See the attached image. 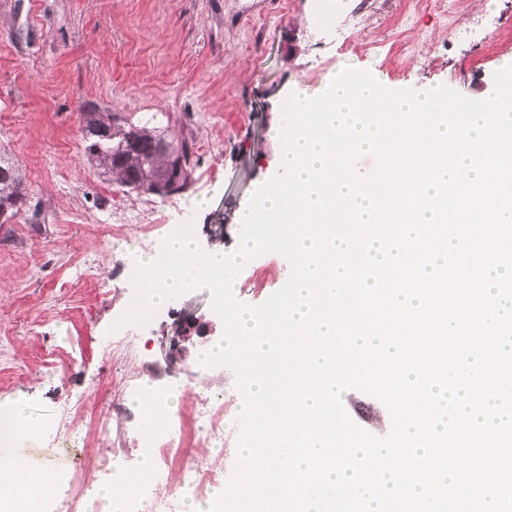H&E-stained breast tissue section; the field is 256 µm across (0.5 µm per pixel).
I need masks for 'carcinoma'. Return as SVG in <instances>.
Here are the masks:
<instances>
[{"mask_svg": "<svg viewBox=\"0 0 512 512\" xmlns=\"http://www.w3.org/2000/svg\"><path fill=\"white\" fill-rule=\"evenodd\" d=\"M81 130L88 136L84 155L88 162L122 188L139 194L152 193L162 174L169 171L171 156H177L179 168L174 173L179 188L191 184L193 166L191 144L178 123L164 126L129 123L115 112L95 106L82 109ZM24 173L18 160L0 155V207L20 211L25 200Z\"/></svg>", "mask_w": 512, "mask_h": 512, "instance_id": "obj_1", "label": "carcinoma"}]
</instances>
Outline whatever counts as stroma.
<instances>
[{"label": "stroma", "instance_id": "stroma-1", "mask_svg": "<svg viewBox=\"0 0 512 512\" xmlns=\"http://www.w3.org/2000/svg\"><path fill=\"white\" fill-rule=\"evenodd\" d=\"M509 56L512 0H459L453 11L433 0H0V149L27 173L24 209L0 223V412L21 399L46 424L0 442V458L77 473L48 496L52 512L71 501L77 512H104L102 487L121 497L141 480L135 396L175 383L173 435L196 416L199 395L224 407L223 445L196 433L183 461L232 475L242 402L234 372L190 356L171 365L161 348L184 309L212 320L207 345L220 341L209 291L170 300L147 326L112 328L133 299L145 240L163 242L190 219L204 251L234 252L238 213L278 171L270 132L297 89H318L349 65L390 89L444 85L479 100ZM88 103L133 123L177 120L196 160L189 189L139 194L87 164L79 109ZM289 276L283 256L264 254L237 275V298L262 304ZM355 397L350 418L386 436V407ZM114 473L123 483L112 484ZM153 473L149 495L126 512H155L160 500L185 512L200 497L180 464Z\"/></svg>", "mask_w": 512, "mask_h": 512}]
</instances>
